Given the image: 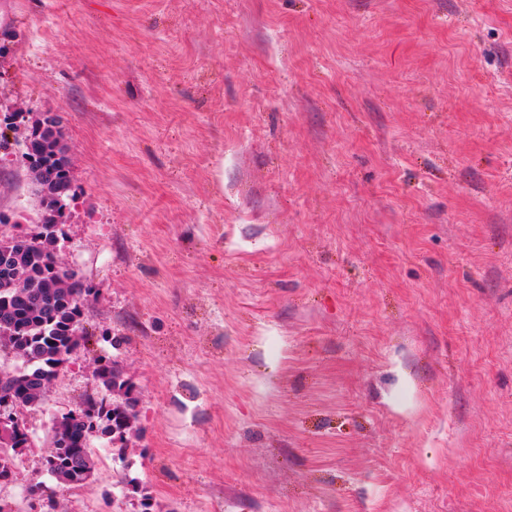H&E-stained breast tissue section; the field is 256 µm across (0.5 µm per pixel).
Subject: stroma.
I'll return each mask as SVG.
<instances>
[{"mask_svg":"<svg viewBox=\"0 0 512 512\" xmlns=\"http://www.w3.org/2000/svg\"><path fill=\"white\" fill-rule=\"evenodd\" d=\"M94 289L11 512H512V0H0ZM0 231L37 233L6 131ZM134 386L66 488L55 418ZM95 376L101 385L108 391L113 392L116 389L123 390L127 385L123 378L121 369L114 361H107L103 359L97 361Z\"/></svg>","mask_w":512,"mask_h":512,"instance_id":"35a3bbf8","label":"stroma"}]
</instances>
